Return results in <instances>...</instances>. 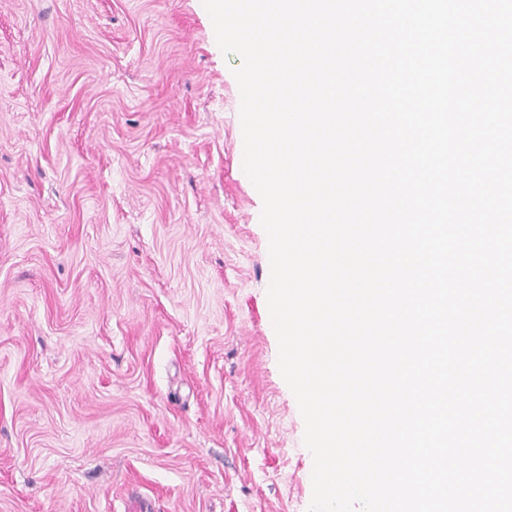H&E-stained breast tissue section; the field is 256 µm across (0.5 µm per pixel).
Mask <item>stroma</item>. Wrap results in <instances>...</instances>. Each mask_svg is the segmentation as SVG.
Here are the masks:
<instances>
[{
  "instance_id": "obj_1",
  "label": "stroma",
  "mask_w": 512,
  "mask_h": 512,
  "mask_svg": "<svg viewBox=\"0 0 512 512\" xmlns=\"http://www.w3.org/2000/svg\"><path fill=\"white\" fill-rule=\"evenodd\" d=\"M202 0H0V512H308Z\"/></svg>"
}]
</instances>
